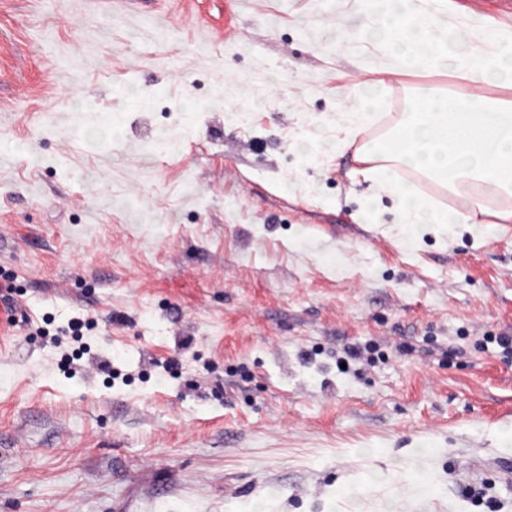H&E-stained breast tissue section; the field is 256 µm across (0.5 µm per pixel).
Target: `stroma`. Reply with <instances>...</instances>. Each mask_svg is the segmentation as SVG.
Wrapping results in <instances>:
<instances>
[{"label":"stroma","instance_id":"35a3bbf8","mask_svg":"<svg viewBox=\"0 0 512 512\" xmlns=\"http://www.w3.org/2000/svg\"><path fill=\"white\" fill-rule=\"evenodd\" d=\"M377 26L0 0V512H512V223L411 239L356 146L300 148L355 97L469 92L389 72Z\"/></svg>","mask_w":512,"mask_h":512}]
</instances>
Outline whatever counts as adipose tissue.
Masks as SVG:
<instances>
[{"mask_svg":"<svg viewBox=\"0 0 512 512\" xmlns=\"http://www.w3.org/2000/svg\"><path fill=\"white\" fill-rule=\"evenodd\" d=\"M380 27L389 34L397 69L451 66L475 85L498 78L512 86V32L489 31L483 16L462 23L449 12L447 0H384ZM377 106L370 99L338 113L337 146L355 142L372 127ZM358 156V177L373 196L391 198L396 223L444 235L465 225L482 239L491 238L494 224L512 223L510 96L420 88L407 111L389 117L383 134L359 145ZM407 171L462 199V206H438L404 179Z\"/></svg>","mask_w":512,"mask_h":512,"instance_id":"1","label":"adipose tissue"}]
</instances>
